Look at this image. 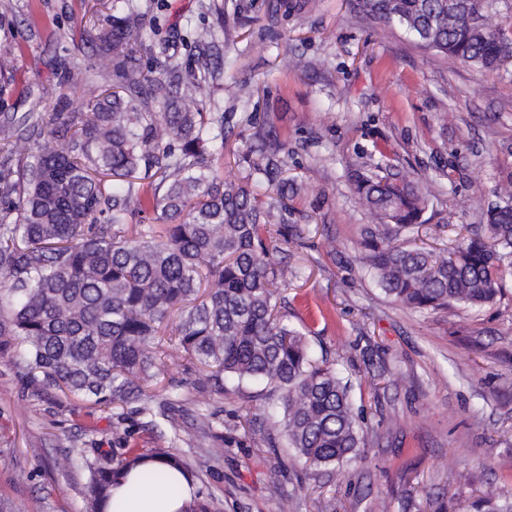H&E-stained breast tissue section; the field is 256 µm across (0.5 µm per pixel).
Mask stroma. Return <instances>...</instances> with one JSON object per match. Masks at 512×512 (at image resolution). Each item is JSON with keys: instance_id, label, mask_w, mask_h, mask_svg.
Wrapping results in <instances>:
<instances>
[{"instance_id": "obj_1", "label": "stroma", "mask_w": 512, "mask_h": 512, "mask_svg": "<svg viewBox=\"0 0 512 512\" xmlns=\"http://www.w3.org/2000/svg\"><path fill=\"white\" fill-rule=\"evenodd\" d=\"M103 0H0L13 19L15 90L0 111L47 119L84 100L50 89L65 64H89L77 27ZM155 46L188 63L198 0H160ZM224 72L241 91L223 95L227 145L242 153L269 132L305 190L288 203V228L268 236L284 273L280 313L315 357L352 383L362 440L339 472L310 469L269 429L274 386L228 378L203 383L166 338L158 385L119 407L96 406L31 385L12 350L0 349V512H85L80 451L174 448L198 499L212 512H474L487 488L512 499V274L494 304L418 310L392 301L362 262L376 216L346 174L386 161L392 172L435 190L426 226L408 246L447 252L460 227H479L497 189L512 179V64L485 71L423 47L399 28L365 17L354 0H226ZM336 240L328 250L325 237ZM210 416L212 431L195 428ZM281 495L273 497L270 484Z\"/></svg>"}]
</instances>
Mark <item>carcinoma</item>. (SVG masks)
I'll use <instances>...</instances> for the list:
<instances>
[{
	"label": "carcinoma",
	"mask_w": 512,
	"mask_h": 512,
	"mask_svg": "<svg viewBox=\"0 0 512 512\" xmlns=\"http://www.w3.org/2000/svg\"><path fill=\"white\" fill-rule=\"evenodd\" d=\"M362 14L395 25L422 45L493 71L512 53V36L486 22L481 0H356ZM93 62L69 69L55 88L91 90L73 112L47 123L0 121V336L16 364L42 389L95 405L118 406L145 394L161 375L171 316L182 352L224 390V377L266 382L282 394L271 427L317 469L339 470L361 438L351 383L315 360L305 337L277 316L281 272L266 234L288 223V200L301 189L279 149L264 143L244 155L246 174L224 177V113L206 111L195 91L218 79L216 32L193 30L196 54L146 71L154 46L144 39L138 0H110ZM0 103L14 81L9 21L0 19ZM350 180L380 226L368 229L364 256L393 301L419 310L483 308L512 272V183L482 233L464 237L448 257L391 241L421 225L427 183L389 179L382 165ZM266 185L265 194L254 187ZM150 207L158 224L136 217ZM172 448H128L104 464L79 456L87 512H104L112 483L141 459ZM178 488L162 470L140 475ZM480 512H512L489 492Z\"/></svg>",
	"instance_id": "1"
}]
</instances>
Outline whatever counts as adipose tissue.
Segmentation results:
<instances>
[{
  "instance_id": "obj_1",
  "label": "adipose tissue",
  "mask_w": 512,
  "mask_h": 512,
  "mask_svg": "<svg viewBox=\"0 0 512 512\" xmlns=\"http://www.w3.org/2000/svg\"><path fill=\"white\" fill-rule=\"evenodd\" d=\"M162 469L172 483L179 486V494L140 483V471L135 468L113 486L112 500L106 512H181L193 498V484L187 474L173 465L163 464Z\"/></svg>"
}]
</instances>
